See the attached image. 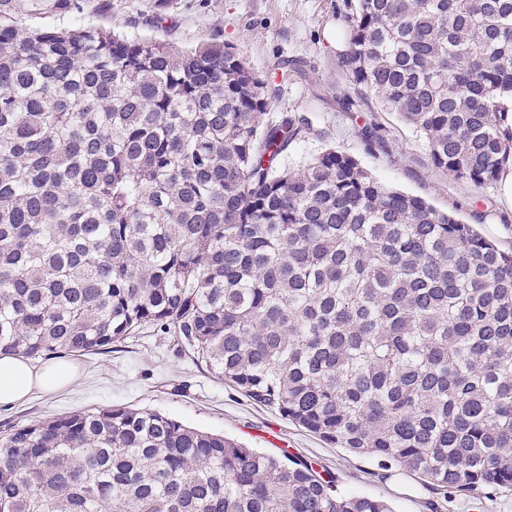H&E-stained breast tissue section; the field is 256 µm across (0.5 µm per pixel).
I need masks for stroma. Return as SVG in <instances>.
I'll list each match as a JSON object with an SVG mask.
<instances>
[{
  "label": "stroma",
  "mask_w": 512,
  "mask_h": 512,
  "mask_svg": "<svg viewBox=\"0 0 512 512\" xmlns=\"http://www.w3.org/2000/svg\"><path fill=\"white\" fill-rule=\"evenodd\" d=\"M89 2L86 21L130 36L185 47L217 37L236 47L252 71L275 86L271 116L293 112L308 122L304 139L281 156L282 167L336 148L382 184L423 198L512 251V204L502 182L469 186L434 168L423 136L350 81L341 55L354 0H175L159 23L152 0H112L108 13L97 11L98 0ZM71 359L82 369L80 378L62 391L0 405V433L59 414L125 406L309 462L332 472L342 491L383 499L393 512H512V488L443 495L397 464L329 444L254 403L153 328Z\"/></svg>",
  "instance_id": "35a3bbf8"
}]
</instances>
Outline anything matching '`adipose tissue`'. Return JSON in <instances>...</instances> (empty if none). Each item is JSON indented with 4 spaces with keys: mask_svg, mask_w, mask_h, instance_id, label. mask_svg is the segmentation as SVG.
Segmentation results:
<instances>
[{
    "mask_svg": "<svg viewBox=\"0 0 512 512\" xmlns=\"http://www.w3.org/2000/svg\"><path fill=\"white\" fill-rule=\"evenodd\" d=\"M79 377L74 362L58 360L33 367L18 354L0 355V404L25 400L33 391L55 393L72 385Z\"/></svg>",
    "mask_w": 512,
    "mask_h": 512,
    "instance_id": "1",
    "label": "adipose tissue"
}]
</instances>
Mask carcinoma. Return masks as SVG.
Segmentation results:
<instances>
[{"label":"carcinoma","instance_id":"cac0c4a2","mask_svg":"<svg viewBox=\"0 0 512 512\" xmlns=\"http://www.w3.org/2000/svg\"><path fill=\"white\" fill-rule=\"evenodd\" d=\"M0 0V353L151 325L256 403L436 491L512 487V253L326 150L235 47ZM342 65L481 187L512 165V0H357ZM0 512H391L127 407L0 437Z\"/></svg>","mask_w":512,"mask_h":512}]
</instances>
